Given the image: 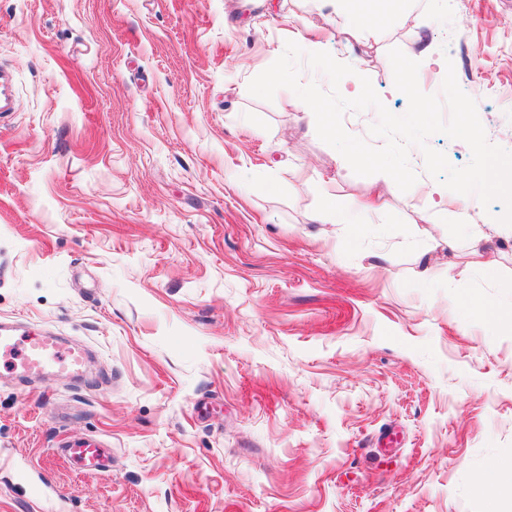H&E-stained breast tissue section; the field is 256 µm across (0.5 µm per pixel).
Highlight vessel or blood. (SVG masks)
<instances>
[{
  "instance_id": "b4317fda",
  "label": "vessel or blood",
  "mask_w": 512,
  "mask_h": 512,
  "mask_svg": "<svg viewBox=\"0 0 512 512\" xmlns=\"http://www.w3.org/2000/svg\"><path fill=\"white\" fill-rule=\"evenodd\" d=\"M0 361L9 363L12 373L20 377L32 374L80 378V356L77 349L59 337L45 334L20 336L0 326ZM66 455L89 471L100 468L103 451L97 440L70 442Z\"/></svg>"
}]
</instances>
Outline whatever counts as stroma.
Wrapping results in <instances>:
<instances>
[{
	"label": "stroma",
	"instance_id": "stroma-1",
	"mask_svg": "<svg viewBox=\"0 0 512 512\" xmlns=\"http://www.w3.org/2000/svg\"><path fill=\"white\" fill-rule=\"evenodd\" d=\"M420 4L361 42L325 0H0V323L94 361L0 369V512H512L477 486L512 468V322L466 303L512 302V230L464 237L416 148L358 212L372 177L248 91L315 26L401 115L388 52L425 44L420 89L454 65L512 152V0ZM330 195L349 245L308 219ZM85 438L102 470L62 453Z\"/></svg>",
	"mask_w": 512,
	"mask_h": 512
}]
</instances>
